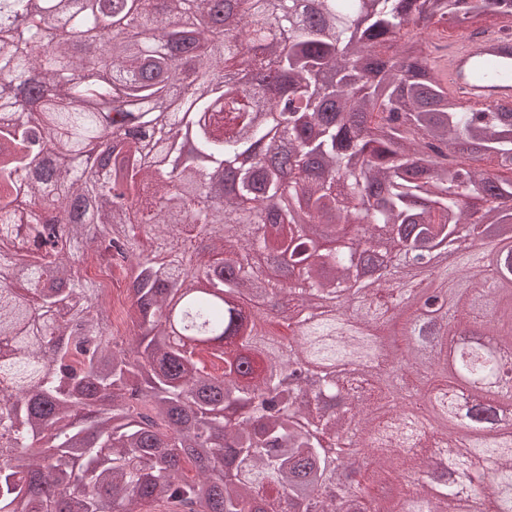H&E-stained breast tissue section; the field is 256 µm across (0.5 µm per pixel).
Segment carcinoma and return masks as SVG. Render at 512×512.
I'll return each instance as SVG.
<instances>
[{"label": "carcinoma", "mask_w": 512, "mask_h": 512, "mask_svg": "<svg viewBox=\"0 0 512 512\" xmlns=\"http://www.w3.org/2000/svg\"><path fill=\"white\" fill-rule=\"evenodd\" d=\"M497 21L512 0H0V446L27 451L0 464V512H512V406L451 388L449 329L412 367L476 431L384 511L360 489L428 467L429 443L359 403L353 368H393L374 338L412 318L386 282L358 299L353 257L399 245L454 252L429 281L440 320L506 344L463 378L512 362V246L458 234L512 225V108L448 96L434 58ZM236 70L253 80L217 81ZM107 130L100 175L85 154ZM114 251L127 339L84 272ZM254 295L280 300L265 331ZM292 353L316 387L289 385ZM343 428L386 452L311 501L347 465Z\"/></svg>", "instance_id": "cac0c4a2"}]
</instances>
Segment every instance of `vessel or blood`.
Returning <instances> with one entry per match:
<instances>
[{"mask_svg": "<svg viewBox=\"0 0 512 512\" xmlns=\"http://www.w3.org/2000/svg\"><path fill=\"white\" fill-rule=\"evenodd\" d=\"M437 69L453 97L475 107L512 105V34L462 33Z\"/></svg>", "mask_w": 512, "mask_h": 512, "instance_id": "vessel-or-blood-1", "label": "vessel or blood"}]
</instances>
